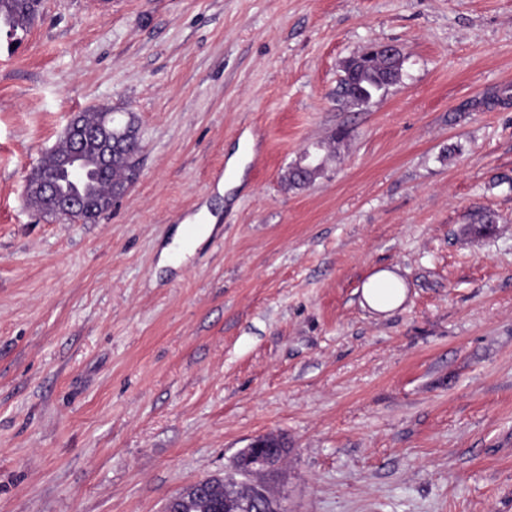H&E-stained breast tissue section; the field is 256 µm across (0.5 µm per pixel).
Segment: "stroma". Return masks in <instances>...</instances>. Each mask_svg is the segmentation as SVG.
<instances>
[{
  "instance_id": "stroma-1",
  "label": "stroma",
  "mask_w": 512,
  "mask_h": 512,
  "mask_svg": "<svg viewBox=\"0 0 512 512\" xmlns=\"http://www.w3.org/2000/svg\"><path fill=\"white\" fill-rule=\"evenodd\" d=\"M379 43L401 81L342 104ZM102 104L137 184L93 224L27 205ZM263 434L288 512H512V0H43L0 32V512H165ZM294 167L299 171L312 174L315 177L320 175L323 171V164L321 162L314 163L311 161V156L308 153L304 154ZM315 179L301 175V173L296 171L294 168H290L288 171V182L293 186H306L311 184ZM393 277L387 273L377 276L368 288L364 289L365 301L374 309L387 310L393 307L401 299L396 300L397 288H391Z\"/></svg>"
}]
</instances>
